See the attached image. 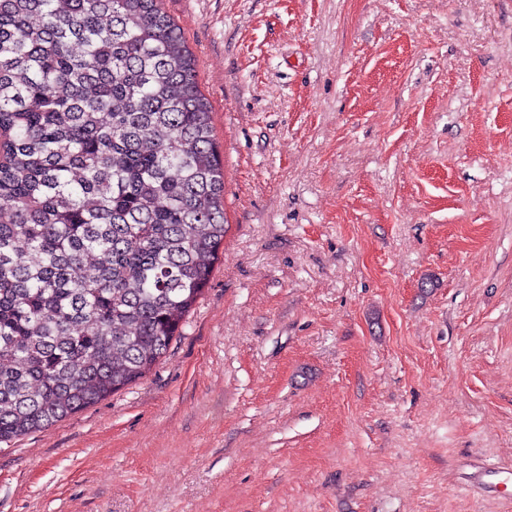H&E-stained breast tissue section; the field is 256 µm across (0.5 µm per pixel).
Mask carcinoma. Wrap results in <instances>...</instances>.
Returning a JSON list of instances; mask_svg holds the SVG:
<instances>
[{
    "mask_svg": "<svg viewBox=\"0 0 512 512\" xmlns=\"http://www.w3.org/2000/svg\"><path fill=\"white\" fill-rule=\"evenodd\" d=\"M0 445L165 357L224 244V159L163 0H0Z\"/></svg>",
    "mask_w": 512,
    "mask_h": 512,
    "instance_id": "1",
    "label": "carcinoma"
}]
</instances>
